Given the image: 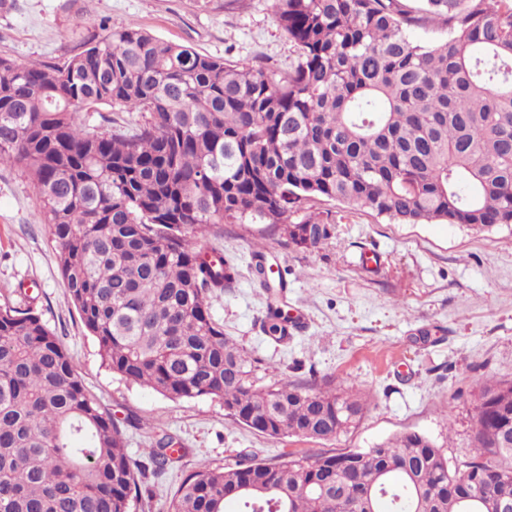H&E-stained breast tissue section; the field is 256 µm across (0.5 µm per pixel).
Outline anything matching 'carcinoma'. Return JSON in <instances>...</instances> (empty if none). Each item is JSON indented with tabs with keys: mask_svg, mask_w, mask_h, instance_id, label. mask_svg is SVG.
<instances>
[{
	"mask_svg": "<svg viewBox=\"0 0 512 512\" xmlns=\"http://www.w3.org/2000/svg\"><path fill=\"white\" fill-rule=\"evenodd\" d=\"M298 51L286 72L166 43L134 23L103 26L66 62L0 57V161L25 172L70 299L103 363L174 399L211 397L271 437L356 428L364 396L334 381L259 387V359L224 336L211 299L238 271L202 242L210 224L265 220L315 248L329 214L287 223L315 197L399 224L489 232L512 224V0H274ZM437 17L428 46L409 29ZM138 112L131 127L79 121L98 106ZM264 332L288 339L283 277L255 252ZM478 459L450 465L417 432L366 451L290 455L269 465L202 463L168 512H496L512 504V380L475 397ZM165 436L149 463L127 453L78 376L75 357L30 305L0 307V512H133L146 470L174 463Z\"/></svg>",
	"mask_w": 512,
	"mask_h": 512,
	"instance_id": "obj_1",
	"label": "carcinoma"
}]
</instances>
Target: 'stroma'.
I'll return each instance as SVG.
<instances>
[{
    "label": "stroma",
    "mask_w": 512,
    "mask_h": 512,
    "mask_svg": "<svg viewBox=\"0 0 512 512\" xmlns=\"http://www.w3.org/2000/svg\"><path fill=\"white\" fill-rule=\"evenodd\" d=\"M132 22L161 40L237 63L288 70L294 44L273 0H0V56L62 63L102 26ZM330 213L332 238L315 249L282 243L260 222L212 224L238 280L211 302L225 336L263 361L257 385L329 377L369 397L354 430L328 440L276 438L230 418L221 401L170 399L109 370L72 305L27 175L0 162V305L32 304L75 356L87 389L112 414L134 460L158 437L184 455L148 474L136 512H167L198 464L274 463L299 453L363 451L406 432L441 446L450 463L476 456L474 399L483 377L512 379V226L488 233L457 224H397L370 209L318 197L291 222ZM288 286L284 309L303 328L277 343L263 331L266 294L253 277L255 245ZM381 258L364 266L363 253Z\"/></svg>",
    "instance_id": "stroma-1"
}]
</instances>
